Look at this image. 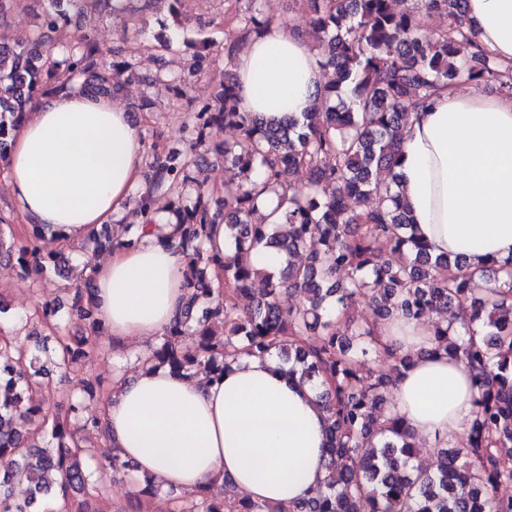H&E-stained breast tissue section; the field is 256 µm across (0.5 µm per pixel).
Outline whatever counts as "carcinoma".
<instances>
[{
  "instance_id": "cac0c4a2",
  "label": "carcinoma",
  "mask_w": 512,
  "mask_h": 512,
  "mask_svg": "<svg viewBox=\"0 0 512 512\" xmlns=\"http://www.w3.org/2000/svg\"><path fill=\"white\" fill-rule=\"evenodd\" d=\"M393 0H309L307 32L321 46L320 66L335 78L318 93L316 110L280 119L244 108L232 78L186 127L189 149L208 145L214 128L238 132L224 141L219 156L224 178L239 191L213 206L214 190L188 175L189 160L147 149V190L133 197L136 211L148 212L156 198L170 199L176 217L171 237L189 256V299L180 316L150 350L148 364L177 372L204 370L221 375L241 353L277 351L308 382L321 381L319 401L328 412L330 481L308 500L273 510L248 502L239 512H471L470 496L482 512H512V497L498 488L512 483V470L500 459L512 456V263H494L477 271L462 256H434L420 241L394 188L399 164L397 132L411 112L428 108L450 85L493 82L512 94V66H505L479 43L466 19V0H417V11L397 12ZM61 0H49L43 25L58 28L66 19ZM443 15L445 24L428 28L421 15ZM245 34L272 24L246 0L237 14ZM61 60L51 57L41 37L26 43L0 36V159L32 101L69 89L82 75L81 89L95 96L123 90L133 64L122 59L100 66L102 50L93 31L82 29ZM465 44L469 53L458 56ZM305 170L307 184L296 186L292 174ZM278 198V215L266 224L252 222L261 197ZM377 206H368L370 197ZM224 225V259L207 249L212 225ZM45 236L39 224L18 237L0 229V260L23 273L53 267L35 242ZM111 239L95 231L84 242L87 260L73 278L69 310L92 330L91 259ZM274 249L283 261L258 274L252 251ZM303 263L291 260L299 249ZM400 256L393 263L385 249ZM253 297L252 308L238 313V301ZM356 297L369 300L373 318L345 320ZM471 310L457 329L439 327L437 345L461 353L476 372L480 398L466 443L441 448L432 464H414L413 436L393 412L392 389L410 359L393 357L390 371H359L383 357L373 331L379 320L399 314L419 320L454 306ZM60 307L47 303L38 321L58 329ZM28 333L0 336V378L8 394L0 401V457L19 458L14 470L0 475V512H38L39 502L54 490L55 473L65 492L99 490L104 479L128 463L99 442L83 446L81 432L102 433L99 418L81 401L70 414L49 412L40 378L49 366L68 371L85 354L87 339ZM50 426L51 444L30 442L31 427ZM14 483L28 496L10 494ZM468 488L467 497L455 495ZM181 512H224V499L201 493Z\"/></svg>"
}]
</instances>
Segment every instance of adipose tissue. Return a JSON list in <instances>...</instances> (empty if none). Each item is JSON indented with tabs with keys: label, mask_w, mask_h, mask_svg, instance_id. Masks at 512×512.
<instances>
[{
	"label": "adipose tissue",
	"mask_w": 512,
	"mask_h": 512,
	"mask_svg": "<svg viewBox=\"0 0 512 512\" xmlns=\"http://www.w3.org/2000/svg\"><path fill=\"white\" fill-rule=\"evenodd\" d=\"M478 41L512 64V0H467ZM246 108L268 117L307 111L322 83L319 56L298 31L273 26L249 39L235 62ZM396 169L419 238L432 254H465L473 265L512 260V98L460 87L410 113ZM140 127L115 97L62 92L35 101L0 160L25 221L77 243L115 222L142 185ZM176 218L141 216V241L93 267L97 320L122 345L170 328L187 300L188 255L171 240ZM437 318L378 321L383 343L409 355L396 378L395 412L417 443L446 447L473 418V371L437 351ZM104 440L138 476L189 496L231 482L249 500L285 507L325 480V413L310 384L275 356L242 357L216 380L169 368L115 377L100 407Z\"/></svg>",
	"instance_id": "obj_1"
}]
</instances>
